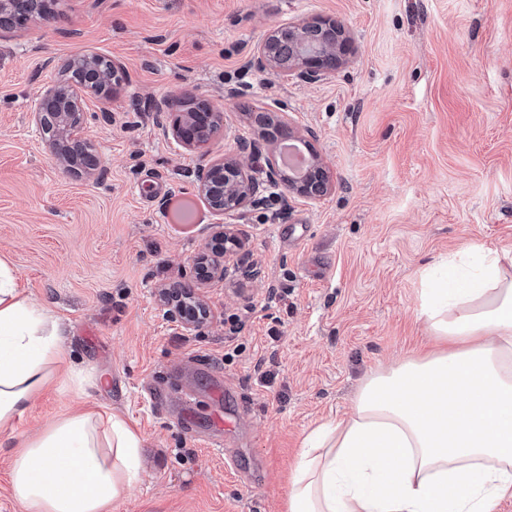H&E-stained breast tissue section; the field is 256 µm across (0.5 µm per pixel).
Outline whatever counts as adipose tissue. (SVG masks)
Here are the masks:
<instances>
[{
  "instance_id": "1",
  "label": "adipose tissue",
  "mask_w": 512,
  "mask_h": 512,
  "mask_svg": "<svg viewBox=\"0 0 512 512\" xmlns=\"http://www.w3.org/2000/svg\"><path fill=\"white\" fill-rule=\"evenodd\" d=\"M421 284L438 349L371 375L348 417L306 436L288 512H496L512 499V256L474 243ZM63 334L0 259V426L50 381ZM141 470V436L93 407L24 440L9 476L24 512H112Z\"/></svg>"
}]
</instances>
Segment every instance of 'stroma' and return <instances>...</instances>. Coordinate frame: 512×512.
<instances>
[{"label": "stroma", "mask_w": 512, "mask_h": 512, "mask_svg": "<svg viewBox=\"0 0 512 512\" xmlns=\"http://www.w3.org/2000/svg\"><path fill=\"white\" fill-rule=\"evenodd\" d=\"M0 39V258L66 330L64 363L23 416L0 426V512L21 441L101 404L143 438L139 483L115 512H287L305 437L347 416L369 373L424 351L421 270L466 245L512 250V0H54ZM332 17L354 51L328 79L282 81L249 60L288 21ZM121 61L114 98L90 96L85 139L103 182L60 165L32 121L61 64ZM243 87L247 96L228 98ZM224 113L203 150L175 149L158 108L184 95ZM288 120L331 180L319 200L250 206L236 230L253 280L199 279L215 232L197 169ZM210 310L183 329L158 291ZM197 435L143 392L188 363ZM224 445L205 447L215 416Z\"/></svg>", "instance_id": "1"}]
</instances>
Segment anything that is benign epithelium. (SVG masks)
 Segmentation results:
<instances>
[{"instance_id":"obj_1","label":"benign epithelium","mask_w":512,"mask_h":512,"mask_svg":"<svg viewBox=\"0 0 512 512\" xmlns=\"http://www.w3.org/2000/svg\"><path fill=\"white\" fill-rule=\"evenodd\" d=\"M22 3L24 0H0V32L17 27L16 18ZM348 41L344 26L333 18L286 22L267 33L253 53L250 65L259 71H271L285 80L297 78L317 82L336 72ZM99 60L97 54L84 57L79 82L69 78V64H63L61 73L64 78L52 81L37 94L32 114L38 132L51 126L60 129L58 161L61 165L66 168L79 165L89 176L102 180L105 170L99 156L81 135L85 122L82 94L111 98L126 72L121 62L112 59L108 61L109 73L105 75L100 70ZM222 119L223 113L203 105L197 112H166V123L161 129L164 137L172 139L177 146L199 148L207 145L211 124ZM266 178L271 186L309 199H319L330 190L329 180L325 179L324 168L315 154L299 180L284 172L277 162L268 165ZM196 188L206 200L215 223L222 225V230L216 232L205 246L211 259L201 267L203 277L224 275V260L229 255L236 257L237 267L245 274L258 276L259 270L245 263V239L229 229L228 224L244 217L247 207L260 191V184L235 160L216 159L198 171ZM170 294V289H164L160 294L166 318L186 328L199 325L202 318L198 311L178 303L170 298Z\"/></svg>"}]
</instances>
